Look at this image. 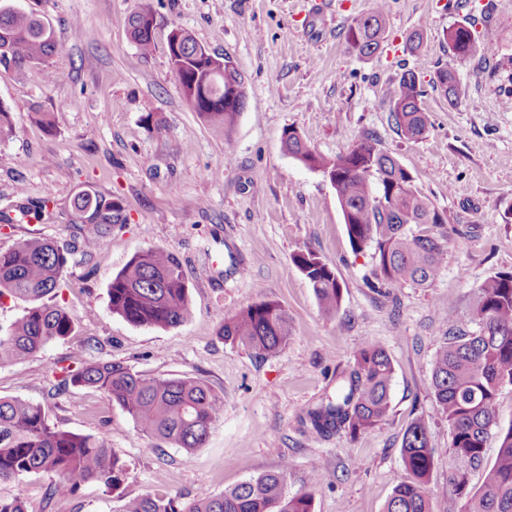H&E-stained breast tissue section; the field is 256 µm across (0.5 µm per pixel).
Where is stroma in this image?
<instances>
[{"mask_svg":"<svg viewBox=\"0 0 512 512\" xmlns=\"http://www.w3.org/2000/svg\"><path fill=\"white\" fill-rule=\"evenodd\" d=\"M147 4L154 48L142 54L128 17ZM48 20L59 43L47 63L0 67V106L12 133L0 139V212L51 194L49 213L0 226V250L25 238L66 250L62 287L47 303L74 322L68 338L34 357L0 367V396L49 408L64 429L110 435L127 469L115 496L81 483L46 503L47 480L0 483V498L22 496L28 512H117L122 498L146 493L184 500L217 495L245 479L289 464L288 491L311 471L322 481L313 512H385L405 477L403 436L424 421L436 450L427 485L433 512H461L448 483L447 422L432 394V362L448 314L468 315L476 289L512 273V103L493 61L449 56L445 35L465 18L492 26L496 60L512 57V0H388L379 50L361 56L345 32L374 0H14ZM188 31L209 52L229 54L244 77L245 107L231 134L211 128L185 99L170 65L167 36ZM425 35L420 51L408 36ZM454 70L456 105L433 86L439 68ZM414 71L431 126L405 139L390 116V93ZM55 81H48L47 72ZM50 113L53 131L35 123ZM295 129L316 153L333 157L364 138L394 156L437 209L448 214L447 255L425 288L375 287L373 248L355 250L332 185L285 152ZM92 187L121 200L125 223L99 246L79 249L87 227L71 223L76 192ZM181 261L190 315L180 326H135L113 315L108 285L142 249ZM312 251L332 263L342 288L337 314L324 316L292 257ZM260 300L288 313L290 338L257 356L225 344V315ZM380 344L395 374L385 421L357 438L321 435L308 417L336 389L354 354ZM77 353L146 374L201 379L224 397V414L192 455L143 434L99 392H52L49 366Z\"/></svg>","mask_w":512,"mask_h":512,"instance_id":"1","label":"stroma"}]
</instances>
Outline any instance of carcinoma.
I'll return each mask as SVG.
<instances>
[{
    "label": "carcinoma",
    "instance_id": "obj_1",
    "mask_svg": "<svg viewBox=\"0 0 512 512\" xmlns=\"http://www.w3.org/2000/svg\"><path fill=\"white\" fill-rule=\"evenodd\" d=\"M153 15L139 8L129 16V33L141 52L154 45ZM388 25L387 0H374L369 13L346 30L348 47L360 56L375 53ZM179 52L170 54L173 74L184 97L211 126L229 135L243 108L224 106V88L243 85L238 69L213 75L209 58L191 34L176 29ZM448 51L458 58L484 59L496 54V36L479 33L467 21L448 28ZM57 49L55 32L43 18L0 4V66L21 70L43 63ZM435 87L456 103L460 86L453 71L441 68ZM416 75L403 73L391 94V117L401 135L419 140L429 130V116ZM285 150L319 171L336 189L346 232L353 248L374 249L375 278L380 285L427 287L445 262L443 241L448 214L435 208L418 190L414 177L389 153L369 139L334 158L312 151L295 130L285 132ZM121 201L92 190L77 192L71 223L84 224L82 246L91 250L125 221ZM293 262L308 280L326 317L336 315L342 292L332 264L310 251ZM64 250L47 239L30 238L0 251V300L29 303L15 322L0 326V366L19 364L47 344L66 339L73 321L59 305L44 297L58 287L66 270ZM112 314L152 328H175L189 314V287L176 255L147 248L133 255L108 287ZM479 331L458 328L462 319L450 315L456 328L446 336L433 363L432 392L451 434L448 483L463 501V512H512V426L499 431L494 461L484 456V442L497 426L499 392L512 387V274L489 277L476 290L472 309ZM224 342L258 355L278 352L288 344V313L274 301L261 300L224 317L219 329ZM394 364L386 350L366 344L342 373L336 392L308 412L320 434L344 432L354 438L376 427L390 409ZM63 382L94 388L126 411L140 431L191 455L202 447L224 409V397L194 377H167L134 371L112 361L80 360L65 369ZM401 454L407 477L398 482L386 512H432L427 493L435 449L428 429L417 420L403 436ZM485 472L480 488L470 474ZM48 479L47 500L71 496L82 482H97L112 493L119 489L125 463L108 436L78 434L61 428L40 403L22 397H0V482L29 475ZM321 474L308 476V488L288 494V464L252 476L218 495L183 503L166 495L146 493L121 499L119 512H312L313 489Z\"/></svg>",
    "mask_w": 512,
    "mask_h": 512
}]
</instances>
